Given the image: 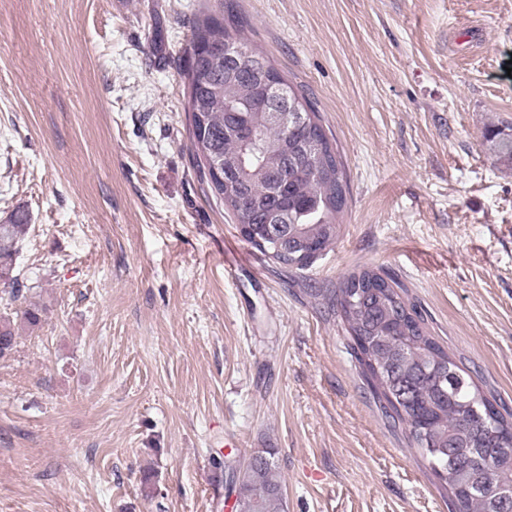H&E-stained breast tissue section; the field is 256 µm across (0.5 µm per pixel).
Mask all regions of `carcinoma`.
<instances>
[{"label":"carcinoma","mask_w":512,"mask_h":512,"mask_svg":"<svg viewBox=\"0 0 512 512\" xmlns=\"http://www.w3.org/2000/svg\"><path fill=\"white\" fill-rule=\"evenodd\" d=\"M189 136L212 195L232 215L253 247L265 240L269 217L288 209L284 246L270 259L285 271L298 247L316 260L338 239L351 193L346 166L316 105L244 37L232 4L224 13L202 10L186 49ZM288 89L308 117L279 127L263 117L265 89ZM489 150L512 165V133L490 129ZM27 218L0 224V292L23 297L15 255L29 233ZM340 319L359 375L389 428L408 432L448 497L451 512H512V413L500 410L448 348L428 330L402 285L381 268L363 267L334 288H316ZM13 320L0 316V358L13 353ZM224 464L240 512H284L283 477L276 451Z\"/></svg>","instance_id":"carcinoma-1"}]
</instances>
